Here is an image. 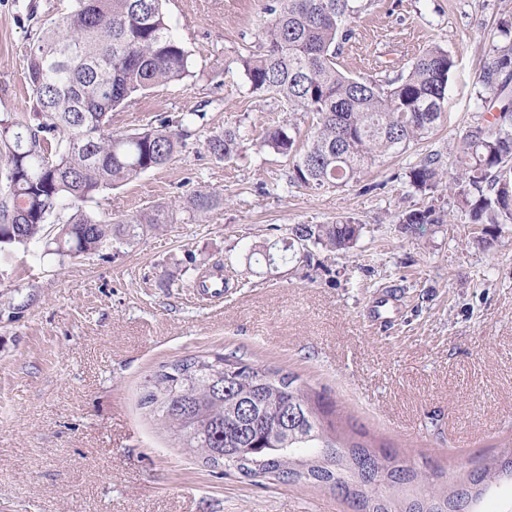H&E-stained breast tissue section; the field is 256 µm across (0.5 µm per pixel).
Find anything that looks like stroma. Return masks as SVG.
I'll use <instances>...</instances> for the list:
<instances>
[{"mask_svg":"<svg viewBox=\"0 0 512 512\" xmlns=\"http://www.w3.org/2000/svg\"><path fill=\"white\" fill-rule=\"evenodd\" d=\"M264 0H168L193 74L112 115L127 132L189 117L167 167L102 191L89 208L112 221L160 201L216 191L223 205L131 244L79 257L43 239L0 252V512H355L338 490L247 477L177 447L144 405L160 366L213 353L280 370L333 403L340 433L383 448L421 475L465 478L512 447V226L489 248L465 217L401 234L398 215L443 197L409 187L430 152L454 172L463 121L485 89L481 60L512 0H373L336 64L354 78L405 70L424 49L455 70L439 127L342 188L288 180L286 158L252 146L212 160L204 137L229 126L259 138L310 118L249 93L236 64L258 48ZM69 0H0V118L32 111L26 54L41 20ZM363 224L348 252L270 268L253 247L294 224ZM222 265L228 288L199 296Z\"/></svg>","mask_w":512,"mask_h":512,"instance_id":"stroma-1","label":"stroma"}]
</instances>
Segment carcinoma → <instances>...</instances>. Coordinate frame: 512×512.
<instances>
[{
  "instance_id": "carcinoma-1",
  "label": "carcinoma",
  "mask_w": 512,
  "mask_h": 512,
  "mask_svg": "<svg viewBox=\"0 0 512 512\" xmlns=\"http://www.w3.org/2000/svg\"><path fill=\"white\" fill-rule=\"evenodd\" d=\"M166 0H72L67 13L47 19L27 54L26 79L32 115L0 119V156L7 167L0 188V251L43 237L47 224H61L56 252L77 257L114 243H127L177 214L194 220L223 203L215 193L187 197L180 211L157 203L116 222L86 211L104 189L161 169L185 147L184 120H163L141 132L109 130L112 113L131 110L145 91L191 76L187 46L173 32ZM359 0H266L260 50L238 59L252 94H275L316 120L312 140L297 148L290 123L267 128L258 145L292 159L289 181L310 190L339 188L376 164L388 151L407 149L427 138L448 108L453 57L439 46L425 49L408 72L353 78L336 67L341 45L355 35ZM498 44L479 75L491 94L489 117L473 116L461 136L453 196L467 224L480 230L476 241L492 244L512 225V26L497 29ZM251 139L239 128L208 135L204 151L222 161ZM440 158L424 156L409 168L410 186L438 187ZM434 205L398 217L399 232L413 236L425 224L444 223ZM363 225L350 219L327 224H294L279 251L309 264L313 249H352ZM294 379L245 363L234 355H200L162 366L144 396L182 447L200 452L213 466L234 467L246 476L310 481L341 489L359 512H411L396 507L384 486L372 492L383 502L368 507L351 491L360 477L354 462L366 445L346 444L336 435L333 413L311 399ZM334 448L332 457L297 452ZM423 493L440 500L418 512H444L455 492L421 478Z\"/></svg>"
}]
</instances>
